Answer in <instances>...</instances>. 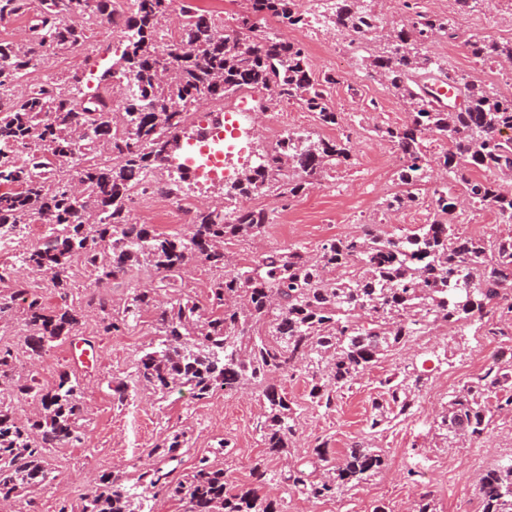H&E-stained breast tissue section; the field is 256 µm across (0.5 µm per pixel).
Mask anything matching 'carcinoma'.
Instances as JSON below:
<instances>
[{
	"label": "carcinoma",
	"instance_id": "obj_1",
	"mask_svg": "<svg viewBox=\"0 0 512 512\" xmlns=\"http://www.w3.org/2000/svg\"><path fill=\"white\" fill-rule=\"evenodd\" d=\"M135 2V12L118 19L123 47L102 75L104 81L134 87L125 96L122 115L127 123L122 124L112 117L103 95L80 107L67 86H34L17 98L12 94L43 49L57 55L82 49L91 35L71 22L72 15L110 18L109 0H40L37 5L33 0H0L1 24L33 15L26 40L0 42V184L21 185L16 192L0 193V236L21 243L18 260L46 278L62 300L46 305L32 286L5 280V269L0 284L11 293L0 294V322L20 319L27 348L38 354L68 338L86 306L99 310L107 334L119 331L129 318L151 312L160 336L138 359L136 375L160 398L185 387L205 399L218 388L264 386L257 425L264 454L253 463L248 484L229 482L224 469L207 456L180 474L166 468L188 447L186 432L174 430L151 449L155 464L133 484L105 473L99 486L80 498L77 512H143L145 502L159 495L177 502L182 512H284L282 504L263 493L277 477L309 499L333 498L377 474L385 465L383 456L356 445L335 461L322 441L312 449L313 471L290 466L278 474L269 469L266 460L288 459L296 418L288 393L267 379L302 366L311 375L312 402L329 409L334 397L322 380L343 387L408 341L419 325L451 327L490 308L512 327V235L491 241L462 238L447 222L461 197L494 212L498 223L512 224V192L501 184L504 172L512 170V96H499L421 56L418 46L434 36L455 40L458 34L448 20L413 11L389 34V49L369 64L371 73L405 100L411 115L406 124L383 130L404 159L398 174L404 190L386 209L399 210L418 200L414 190L426 164L421 143L427 133L449 139L440 165L464 184L463 193L435 191L434 220L407 235L383 237L371 227L360 237L324 243L316 258L291 248L273 251L255 266H233L225 245L264 228V210L197 211L187 232H158L130 220L126 203L134 182L163 168L167 150L180 149L186 108L200 99L263 87L279 100L302 101L323 125H337L338 113L327 106L323 89L334 77L326 75L320 83L313 79L301 44L272 33L245 43L238 31L219 30L197 8L185 12L174 48L176 65L164 73L158 39L173 0ZM249 2L250 10L240 17L242 30L257 31L270 19L288 27L311 23L295 0ZM331 22L363 34L382 28L380 14L366 0H339ZM464 46L477 62L512 63V41L468 38ZM440 79L464 96L466 110H450L431 97L430 87ZM80 131L84 138L77 144L72 134ZM48 154L60 166L77 163L80 198H73L68 183L46 167ZM340 158L348 159V152L336 140L290 134L243 173L226 196H247L263 186L279 197L294 198ZM286 169L291 171L288 179L279 180ZM44 214L51 224L43 237L24 241L19 236L24 218ZM101 245L110 247L108 255L100 253ZM79 258L94 276L95 287L69 302V267ZM199 258L224 270L211 285L209 308L181 296L159 302V292L173 287ZM140 260L163 273L160 286L135 289L118 318L100 286ZM352 264L357 269L351 276L332 277ZM18 299L23 301L20 308ZM15 362L13 350L0 347V384L7 391L0 398V503L18 501L55 479L52 450L81 442L79 421L85 413L77 378L63 371L44 386L34 374L17 371ZM511 378L508 369L490 363L477 381L448 401L441 427L455 437L480 438L492 422L490 400L499 409H512ZM420 380L416 377L414 384ZM412 385L384 381L386 403L395 415L412 414ZM19 399L37 404L35 416L25 423L14 416L13 401ZM477 491L481 512H512V464L486 472Z\"/></svg>",
	"mask_w": 512,
	"mask_h": 512
}]
</instances>
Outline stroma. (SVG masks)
Returning <instances> with one entry per match:
<instances>
[{
    "mask_svg": "<svg viewBox=\"0 0 512 512\" xmlns=\"http://www.w3.org/2000/svg\"><path fill=\"white\" fill-rule=\"evenodd\" d=\"M440 3L441 0H418L420 9L439 10L452 19L462 37L454 42L439 38L426 43L423 54L496 93H504L500 67L474 62L462 40L474 34L500 38L501 27L512 25V0H496L490 9L466 12L440 10ZM267 29L304 46L315 78L334 76L335 82L328 85L326 96L328 106L341 114L338 126L321 125L300 101L271 103L267 116L250 121L248 154L225 157L228 179L192 176L182 185L183 195L199 208H238V201L224 197L227 181L237 180L245 170L257 166L260 157L274 148V141L266 138L263 127L284 117L294 119L295 131L316 139L341 140L349 158L331 166L307 196L286 201L274 195L262 202L254 197L248 199V206H262L270 220L261 234L229 243L228 252L252 263L269 251L295 247L315 255L328 240L361 235L370 224L377 225L383 234L398 236L430 223L432 191L448 180L447 172L436 163L448 147L447 139L442 137L428 136L423 141L428 165L418 185V202L396 212L383 211L385 200L401 190L398 173L403 159L393 143L380 138L378 132L404 123L407 110L382 81L371 76L367 67L369 57L381 49V41L365 38L361 49L352 55L345 43L337 40L336 28L328 21L287 28L272 20ZM123 41L119 28L93 27L92 37L77 60L66 56L49 60L46 69L51 83L63 84L78 75L82 78L81 98L96 95L104 87L101 75L111 66ZM379 154L385 157L381 170L372 164ZM160 278L153 267L137 264L112 280L106 293L113 308L119 309L134 289L156 287ZM498 319V314L488 311L461 321L450 330H421L405 346L396 347L339 389L336 404L329 410L312 404L308 395L310 379L305 371L280 376L278 382L296 412V459H305L316 441L324 440L334 458H341L347 448L361 444L380 451L387 465L369 481L348 488L331 500H310L287 492L278 481L267 485L266 494L284 501L285 512H373L378 506L385 507L386 512H412L414 501L425 491L431 492L437 512H467L477 506L481 474L512 463V413H494L488 432L471 441L445 436L439 424L451 396L475 380L488 362L512 358V334L486 333L488 325ZM24 335L18 322L0 333V344L11 347L17 356L18 370H33L47 385L60 372L75 374L87 406L82 443L53 450L51 464L56 478L32 494L37 512H58L63 503H77L82 494L95 488L101 474L130 475L137 468L153 464L151 448L174 429L188 433L189 449L182 456V468H189L196 456L212 453L218 439L226 438L234 445L230 456L220 459L226 477L236 484L249 482L251 465L263 451L256 429L262 406L261 386L219 390L202 400L193 398L186 389L159 398L135 376L138 358L157 336L153 318L147 313L132 321L120 335L106 336L101 331L98 311L86 309L71 337L54 343L36 359L30 357ZM87 339L93 343L89 360L74 365L68 357L69 350ZM408 368L422 377L414 389L413 415L391 422L381 432L372 431L369 422L374 402L382 398L381 380L403 376ZM119 381L127 384L130 395L129 402L123 404L112 398V388Z\"/></svg>",
    "mask_w": 512,
    "mask_h": 512,
    "instance_id": "35a3bbf8",
    "label": "stroma"
}]
</instances>
